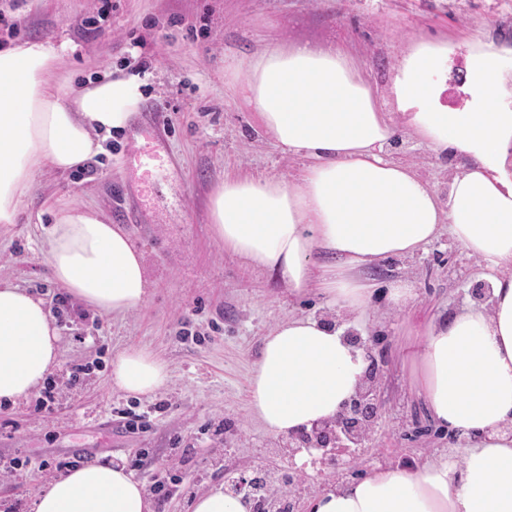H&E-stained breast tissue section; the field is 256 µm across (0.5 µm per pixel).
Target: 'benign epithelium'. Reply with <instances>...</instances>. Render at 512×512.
<instances>
[{
	"mask_svg": "<svg viewBox=\"0 0 512 512\" xmlns=\"http://www.w3.org/2000/svg\"><path fill=\"white\" fill-rule=\"evenodd\" d=\"M375 378V366L370 364L364 371L365 387L351 404L335 419L319 422L311 430H303L291 436L295 441L293 452L298 453L302 450L319 452L328 447L332 441L341 439L343 435L354 444L365 447L370 440L373 424L377 421L380 411L374 388ZM260 481L262 476L259 473L252 478L241 476L228 493L249 499L251 498L250 488L259 484Z\"/></svg>",
	"mask_w": 512,
	"mask_h": 512,
	"instance_id": "1",
	"label": "benign epithelium"
}]
</instances>
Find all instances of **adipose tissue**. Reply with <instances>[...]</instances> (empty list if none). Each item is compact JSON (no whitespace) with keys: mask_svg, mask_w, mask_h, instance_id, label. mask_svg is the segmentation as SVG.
I'll list each match as a JSON object with an SVG mask.
<instances>
[{"mask_svg":"<svg viewBox=\"0 0 512 512\" xmlns=\"http://www.w3.org/2000/svg\"><path fill=\"white\" fill-rule=\"evenodd\" d=\"M436 46L411 47L393 96L405 125L434 149L464 157L446 196L408 165L386 157L395 126L360 66L341 48L265 45L240 65L238 96L258 112L280 151L303 160L299 178H224L209 195L214 238L296 296L317 289L348 314L371 291L361 270L410 256L447 230L490 286L469 305L413 330L409 360L435 420L464 437L459 455L412 467L374 468L315 496L308 512H512V110L501 108L504 76L489 46L468 61L469 106L443 103L427 74ZM48 41L0 49V224L17 223L36 178L106 154L141 98L138 83L106 75L73 88L55 76ZM52 279L86 307L122 316L151 294L146 262L120 226L73 203L47 230ZM59 334L42 299L0 281V404L32 394L59 363ZM363 353L344 328L292 317L265 337L249 382L253 416L288 437L336 418L358 393ZM170 379L142 348L112 360L111 385L147 396ZM31 512H155L124 464L84 463L35 496Z\"/></svg>","mask_w":512,"mask_h":512,"instance_id":"1","label":"adipose tissue"}]
</instances>
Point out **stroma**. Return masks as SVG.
<instances>
[{"instance_id":"1","label":"stroma","mask_w":512,"mask_h":512,"mask_svg":"<svg viewBox=\"0 0 512 512\" xmlns=\"http://www.w3.org/2000/svg\"><path fill=\"white\" fill-rule=\"evenodd\" d=\"M46 40L64 45L58 72L74 84L119 69L139 78L143 98L132 133L113 141L111 156L94 174L37 177L18 223L0 224V278L44 299L61 352L50 375L56 384L51 412L35 414L38 390L0 410V457L31 461L14 475H0V512H30L41 487L60 476V464L77 450L86 462L124 463L142 482L172 464L189 490L174 495L165 512H192L195 498L226 475L248 476L256 468L281 498L304 505L376 467L461 451L462 442L431 415L405 349L411 329L452 314L485 288L475 258L444 232L415 255L363 271L374 293L353 331L377 361L382 411L370 447L359 449L353 469L336 473L317 454L290 461L288 438L253 418L247 396L263 339L277 322L333 313L322 295L294 297L226 252L212 235L207 199L227 176L288 182L302 169V160L282 154L236 94L240 61L262 43L343 47L389 110L393 77L411 45L447 47L430 79L447 83L445 97L456 104L465 101L472 48L504 46L508 53L498 65L509 79L499 103L512 108V0H0V46ZM385 152L441 195L463 162L401 123ZM74 200L122 225L143 253L152 293L140 310L123 317L99 313L65 296L51 279L45 229L52 210ZM397 281L409 283L415 297L394 310L385 294ZM130 347L168 363L170 380L154 395L113 390L110 363ZM75 365L87 368L76 382ZM163 402L167 410L156 411ZM118 405L148 414L149 428L122 430L112 416ZM144 450L149 456L135 468ZM43 460L52 468L39 469Z\"/></svg>"}]
</instances>
